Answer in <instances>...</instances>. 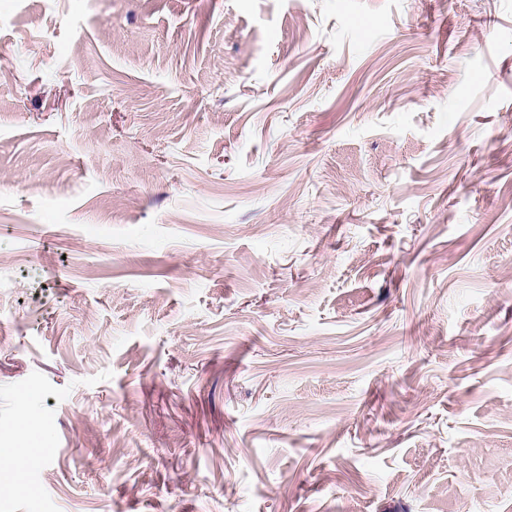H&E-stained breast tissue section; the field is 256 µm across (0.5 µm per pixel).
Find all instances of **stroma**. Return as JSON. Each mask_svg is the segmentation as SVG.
Here are the masks:
<instances>
[{
  "label": "stroma",
  "mask_w": 512,
  "mask_h": 512,
  "mask_svg": "<svg viewBox=\"0 0 512 512\" xmlns=\"http://www.w3.org/2000/svg\"><path fill=\"white\" fill-rule=\"evenodd\" d=\"M0 448V512H512V0H0Z\"/></svg>",
  "instance_id": "1"
}]
</instances>
